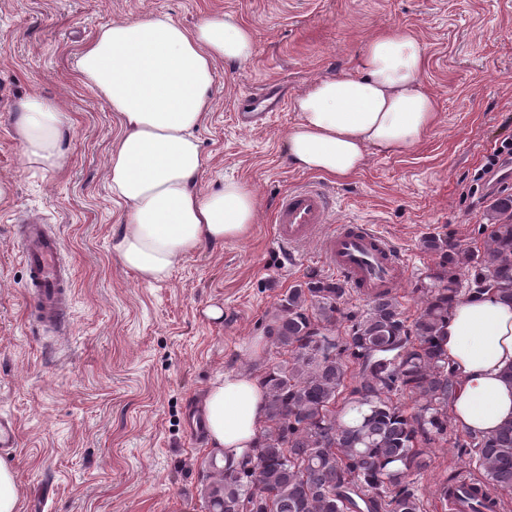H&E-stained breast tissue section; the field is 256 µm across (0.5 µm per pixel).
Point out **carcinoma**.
Returning <instances> with one entry per match:
<instances>
[{
    "label": "carcinoma",
    "mask_w": 512,
    "mask_h": 512,
    "mask_svg": "<svg viewBox=\"0 0 512 512\" xmlns=\"http://www.w3.org/2000/svg\"><path fill=\"white\" fill-rule=\"evenodd\" d=\"M490 221L481 251L425 238L439 262L411 322L397 295L384 293L366 314H346L340 336L344 283L312 278L288 289L264 326L281 359L261 377L258 446L238 466L212 464L203 488L209 512H421L414 476L452 425L455 382L438 341L461 292L460 269L474 270L468 289H483L491 276L512 298V197L494 202ZM405 393L416 412L396 401ZM470 439L464 447L477 449L482 480L511 491L512 422Z\"/></svg>",
    "instance_id": "carcinoma-1"
}]
</instances>
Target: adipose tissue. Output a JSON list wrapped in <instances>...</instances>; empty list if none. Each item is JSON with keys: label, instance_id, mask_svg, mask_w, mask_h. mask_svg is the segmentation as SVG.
Here are the masks:
<instances>
[{"label": "adipose tissue", "instance_id": "ef3b65f1", "mask_svg": "<svg viewBox=\"0 0 512 512\" xmlns=\"http://www.w3.org/2000/svg\"><path fill=\"white\" fill-rule=\"evenodd\" d=\"M255 53L251 29L229 15L211 13L189 28L148 12L102 27L77 58L81 81L120 127L106 167L124 208L112 249L144 284L166 280L204 246L244 239L256 222L257 194L248 183L201 189L211 157L199 139L213 107L216 63L243 64ZM425 62L424 45L397 27L368 43L356 74L313 79L293 100L298 120L286 136L288 165L344 180L368 156L413 151L438 117L421 89ZM69 124L57 102L20 100L13 134L24 162L63 169ZM446 331L440 346L456 380L449 415L465 431L493 434L512 421V299L494 288L459 296ZM266 404L252 374H219L201 404L209 456L221 465L241 461L262 430Z\"/></svg>", "mask_w": 512, "mask_h": 512}]
</instances>
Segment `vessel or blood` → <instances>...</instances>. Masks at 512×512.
I'll return each instance as SVG.
<instances>
[{"label":"vessel or blood","mask_w":512,"mask_h":512,"mask_svg":"<svg viewBox=\"0 0 512 512\" xmlns=\"http://www.w3.org/2000/svg\"><path fill=\"white\" fill-rule=\"evenodd\" d=\"M332 212L330 196L308 186L286 192L275 211V236L284 250H296L320 239L329 267L364 298L400 286L408 273L407 261L388 237L367 224H340L324 231ZM18 249L27 270L25 288L40 323L55 327L64 319L70 301V283L55 236L45 225L23 224L17 230ZM471 482L448 486V512H471Z\"/></svg>","instance_id":"obj_1"}]
</instances>
